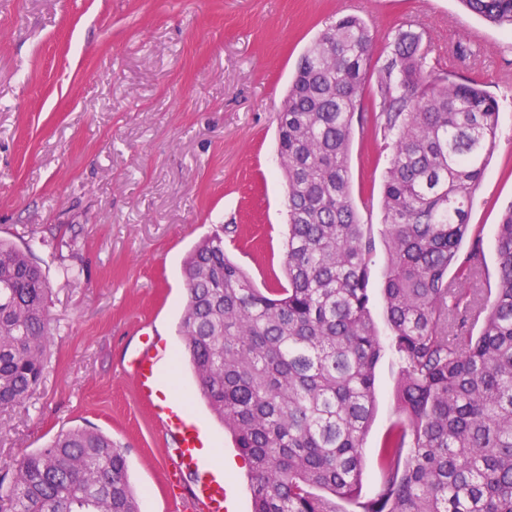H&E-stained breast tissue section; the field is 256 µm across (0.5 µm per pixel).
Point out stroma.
<instances>
[{
  "instance_id": "obj_1",
  "label": "stroma",
  "mask_w": 512,
  "mask_h": 512,
  "mask_svg": "<svg viewBox=\"0 0 512 512\" xmlns=\"http://www.w3.org/2000/svg\"><path fill=\"white\" fill-rule=\"evenodd\" d=\"M371 21L378 42L403 25L422 32L442 71L484 82L499 102L489 164L469 224L498 274L496 228L512 204V32L459 0H7L0 7V237L30 248L46 273L55 334L41 385L0 409V464L62 431H101L122 449L140 512H177L192 469L176 466L152 408L125 367L143 335L159 366L189 389L204 437L238 461L234 512H251L247 465L196 392L179 322L183 264L216 230L260 289L283 282L286 186L278 172L277 110L304 51L334 18ZM476 38L477 57L454 54ZM390 157L382 136L355 128L354 200L363 223L383 222ZM387 247L375 236L369 291L380 338L389 330L382 284ZM74 268L78 277H65ZM398 366L375 370L363 494L379 488L377 450L398 420ZM177 483H169V469Z\"/></svg>"
}]
</instances>
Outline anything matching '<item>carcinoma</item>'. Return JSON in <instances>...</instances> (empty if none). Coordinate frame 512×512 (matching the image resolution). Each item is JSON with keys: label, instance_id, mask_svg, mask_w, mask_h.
<instances>
[{"label": "carcinoma", "instance_id": "1", "mask_svg": "<svg viewBox=\"0 0 512 512\" xmlns=\"http://www.w3.org/2000/svg\"><path fill=\"white\" fill-rule=\"evenodd\" d=\"M460 2L512 27V0ZM375 45L364 19L339 16L302 55L278 110L286 284L256 288L215 233L186 262L180 333L202 398L248 462L252 512H512V204L493 286L480 287L482 242L468 224L499 103L478 81L437 70L416 32L398 30L380 65ZM356 117L391 148L385 343L370 311L373 239L351 192ZM49 292L30 254L1 238L0 406L26 402L43 381ZM387 349L400 364L401 419L378 448L381 483L367 500L364 440ZM0 512L139 503L122 450L78 427L0 467Z\"/></svg>", "mask_w": 512, "mask_h": 512}]
</instances>
